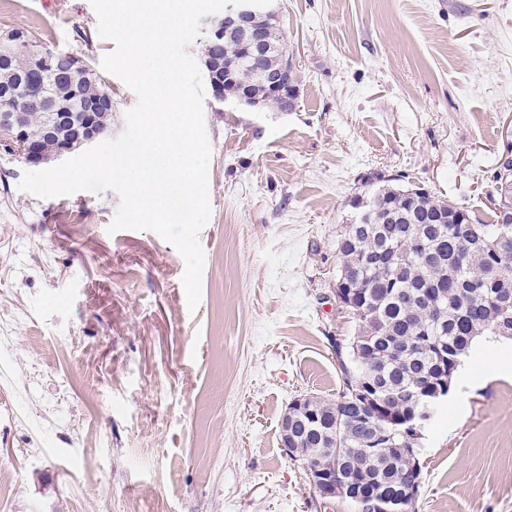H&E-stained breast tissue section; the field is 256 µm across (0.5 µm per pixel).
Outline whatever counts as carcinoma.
I'll use <instances>...</instances> for the list:
<instances>
[{
    "label": "carcinoma",
    "instance_id": "obj_1",
    "mask_svg": "<svg viewBox=\"0 0 512 512\" xmlns=\"http://www.w3.org/2000/svg\"><path fill=\"white\" fill-rule=\"evenodd\" d=\"M37 48L50 60L37 70L25 46L0 58V106L29 101L47 86L56 106L76 117L86 100H105L103 123L111 124L112 97L90 67L75 90L59 66L60 51ZM254 74L255 67L240 68L224 94L234 95ZM25 108L26 141L51 154L55 141L45 135V112L31 103ZM362 182L359 201L367 221L343 225L336 242L341 270L361 294L349 308L356 329L351 339L334 345L342 374L336 396H304L313 417L305 422L300 447L310 468L334 446L351 449L348 467L375 493L374 508L362 512H383L395 506L397 488L410 473L400 457L365 442L353 391L372 384L387 395L428 382L439 385L445 369L453 379L477 337H512V308L502 313L496 307V295L512 291V223H504L495 208L493 222L481 224L469 210L428 192L413 194L416 209L407 212L395 208L410 191L398 178L376 170ZM400 349L411 350L410 356L395 355Z\"/></svg>",
    "mask_w": 512,
    "mask_h": 512
}]
</instances>
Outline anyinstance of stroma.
<instances>
[{
	"label": "stroma",
	"mask_w": 512,
	"mask_h": 512,
	"mask_svg": "<svg viewBox=\"0 0 512 512\" xmlns=\"http://www.w3.org/2000/svg\"><path fill=\"white\" fill-rule=\"evenodd\" d=\"M300 76L292 111L205 93L211 216L202 300L150 230L110 232L112 191L40 198L0 150V512H354L321 504L280 444L296 398L333 396L336 237L378 169L491 219L512 158V0H276ZM98 72L106 139L137 95L90 0H0ZM419 441V512H512V339L478 337Z\"/></svg>",
	"instance_id": "35a3bbf8"
}]
</instances>
